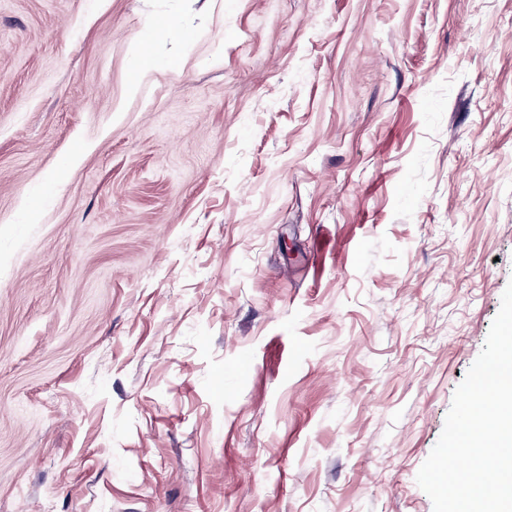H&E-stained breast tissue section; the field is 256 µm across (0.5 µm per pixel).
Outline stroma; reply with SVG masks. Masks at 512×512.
Wrapping results in <instances>:
<instances>
[{
    "mask_svg": "<svg viewBox=\"0 0 512 512\" xmlns=\"http://www.w3.org/2000/svg\"><path fill=\"white\" fill-rule=\"evenodd\" d=\"M511 282L512 0H0V512H433Z\"/></svg>",
    "mask_w": 512,
    "mask_h": 512,
    "instance_id": "35a3bbf8",
    "label": "stroma"
}]
</instances>
